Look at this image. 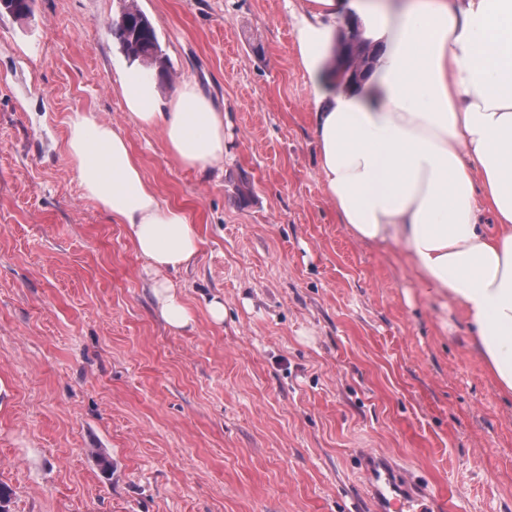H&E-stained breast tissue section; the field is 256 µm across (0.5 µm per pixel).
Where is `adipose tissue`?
Masks as SVG:
<instances>
[{
    "label": "adipose tissue",
    "mask_w": 512,
    "mask_h": 512,
    "mask_svg": "<svg viewBox=\"0 0 512 512\" xmlns=\"http://www.w3.org/2000/svg\"><path fill=\"white\" fill-rule=\"evenodd\" d=\"M343 13L381 48L350 88L334 66ZM291 20L338 222L359 241L396 244L423 288L460 311L498 388L512 394V0H299ZM117 89L130 119L161 128L182 166L223 168L224 114L197 86L161 109L152 74L130 63ZM66 124L83 193L126 226L160 317L177 331L193 326L168 277L198 255L191 216L159 200L122 126L91 112Z\"/></svg>",
    "instance_id": "obj_1"
}]
</instances>
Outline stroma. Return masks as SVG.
Wrapping results in <instances>:
<instances>
[{
    "instance_id": "35a3bbf8",
    "label": "stroma",
    "mask_w": 512,
    "mask_h": 512,
    "mask_svg": "<svg viewBox=\"0 0 512 512\" xmlns=\"http://www.w3.org/2000/svg\"><path fill=\"white\" fill-rule=\"evenodd\" d=\"M123 0L0 15V482L9 512H366L357 458L397 457L452 512H512V396L457 308L326 202L291 0H137L173 73L224 114L203 177L126 115ZM124 126L203 240L155 309L125 225L83 195L66 119ZM224 299L213 322L206 302ZM112 461L102 472L96 458Z\"/></svg>"
}]
</instances>
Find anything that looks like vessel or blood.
Segmentation results:
<instances>
[{
  "label": "vessel or blood",
  "instance_id": "1",
  "mask_svg": "<svg viewBox=\"0 0 512 512\" xmlns=\"http://www.w3.org/2000/svg\"><path fill=\"white\" fill-rule=\"evenodd\" d=\"M361 466L373 512H435L437 496L428 484L403 477L396 460L365 455Z\"/></svg>",
  "mask_w": 512,
  "mask_h": 512
}]
</instances>
